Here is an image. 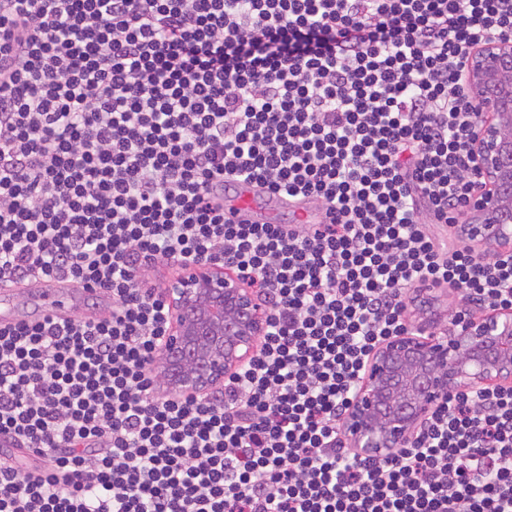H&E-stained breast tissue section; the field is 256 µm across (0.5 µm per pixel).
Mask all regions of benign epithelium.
Returning <instances> with one entry per match:
<instances>
[{
    "instance_id": "7a95c632",
    "label": "benign epithelium",
    "mask_w": 512,
    "mask_h": 512,
    "mask_svg": "<svg viewBox=\"0 0 512 512\" xmlns=\"http://www.w3.org/2000/svg\"><path fill=\"white\" fill-rule=\"evenodd\" d=\"M465 83L479 109L470 158L484 187L467 202V223L455 232L483 254L506 251L512 247V44L490 42L474 51ZM257 286L229 262L182 267L161 292L174 313L157 363L163 387L204 394L257 353L266 329ZM440 297L435 288L420 290L416 330L382 343L356 382L343 431L361 458L410 446L452 393L512 385V309L476 315L460 305L445 322L437 313Z\"/></svg>"
}]
</instances>
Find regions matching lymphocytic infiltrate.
<instances>
[{"label": "lymphocytic infiltrate", "mask_w": 512, "mask_h": 512, "mask_svg": "<svg viewBox=\"0 0 512 512\" xmlns=\"http://www.w3.org/2000/svg\"><path fill=\"white\" fill-rule=\"evenodd\" d=\"M496 38L512 0H0V286L112 300L0 326V512H512V386L388 458L342 430L417 289L512 307V253L447 235ZM239 182L323 220L230 221ZM196 260L256 277L267 327L174 396L149 276ZM69 293L73 296V302L67 298ZM59 295L63 298L64 301V313L62 316L78 314L90 318H100L105 316L107 313L109 299L104 295L100 299H90L84 301L82 294L70 286L60 288Z\"/></svg>", "instance_id": "obj_1"}]
</instances>
